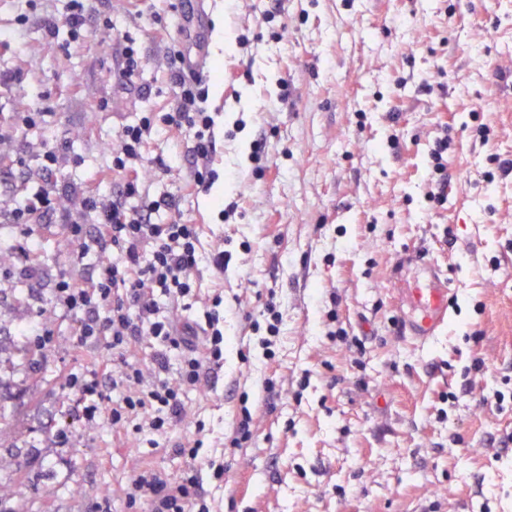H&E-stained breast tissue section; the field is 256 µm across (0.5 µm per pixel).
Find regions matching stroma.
Returning a JSON list of instances; mask_svg holds the SVG:
<instances>
[{"label": "stroma", "instance_id": "35a3bbf8", "mask_svg": "<svg viewBox=\"0 0 512 512\" xmlns=\"http://www.w3.org/2000/svg\"><path fill=\"white\" fill-rule=\"evenodd\" d=\"M125 6L98 4L141 42L143 74L129 86L109 76L111 38L93 34L66 53L45 38L40 20L60 17V0L33 11L27 0H0V32L18 47L0 65L22 75L20 86L0 89V206L17 192L11 160L61 140L84 163L58 178L82 182L122 124L171 106L167 51ZM267 7L210 6L205 72L224 73L208 101L220 123L212 166L236 174L238 208L221 219L220 181L181 208L203 225L205 249L220 243L232 255L223 280L231 313L224 368L190 392L175 434H193L200 420L206 446L221 447L248 393L256 436L224 453V512H512V445H500L512 435V401L486 402L496 390L512 394V172L488 159H512V0H287L270 23ZM28 102L48 114L14 135L11 114ZM481 123L495 134L486 147L471 136ZM445 135L441 208L424 194L429 150ZM257 140L265 149L255 163ZM34 234L40 269L29 291L0 302V502L15 512H88L106 499L112 512H148L122 494L140 462L138 439L86 430L60 402V371L108 353L79 352L50 303L57 272L84 271L76 244L61 224ZM413 247L459 290L448 325L425 344L394 323L396 263ZM271 288L283 332L269 368L249 349V323ZM36 309L57 336L30 365L16 329ZM335 325L362 350L330 341ZM268 375L280 390L271 405ZM63 427L72 441L59 448Z\"/></svg>", "mask_w": 512, "mask_h": 512}]
</instances>
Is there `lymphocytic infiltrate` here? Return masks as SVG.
<instances>
[{
    "label": "lymphocytic infiltrate",
    "mask_w": 512,
    "mask_h": 512,
    "mask_svg": "<svg viewBox=\"0 0 512 512\" xmlns=\"http://www.w3.org/2000/svg\"><path fill=\"white\" fill-rule=\"evenodd\" d=\"M93 30L111 32L116 42L117 58L109 71L113 81L133 84L143 69L141 47L129 34L117 32L95 0H64L61 19L43 23L47 38L63 34L71 43ZM170 59L172 108L138 113L124 125L95 178L67 194L42 181V174L82 165V157L67 155L62 143L46 145L34 165L17 161L28 186L8 215L21 237L10 248V276L20 281L35 271L33 225L43 219L66 224L78 244V258L95 256L87 275H56L51 289L52 306L73 320L76 348L92 351L104 345L113 352L112 359L87 371L62 373L73 411L86 429L118 437L144 433L148 447L163 446L186 459L177 479L140 465L124 489L127 506L144 503L149 512H216L204 481H223V456L205 451L203 425H196L195 438L173 436L187 415V393L224 366V294L217 288L201 296L204 230L180 208L182 200L208 189L216 178L215 120L204 107L208 92L184 51L172 49ZM163 128L185 134L190 162L175 192L155 195L149 173L170 170L163 155L149 152ZM198 303L204 306L201 318L182 320V313ZM263 314L264 322L250 327L260 335L263 357L271 361L283 321L275 290H268Z\"/></svg>",
    "instance_id": "obj_1"
}]
</instances>
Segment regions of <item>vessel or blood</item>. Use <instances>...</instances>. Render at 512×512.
Segmentation results:
<instances>
[{
	"label": "vessel or blood",
	"mask_w": 512,
	"mask_h": 512,
	"mask_svg": "<svg viewBox=\"0 0 512 512\" xmlns=\"http://www.w3.org/2000/svg\"><path fill=\"white\" fill-rule=\"evenodd\" d=\"M181 9L187 14L197 41L207 42L209 27L205 0H182ZM407 267L413 270L414 275L402 290L404 327L413 339L425 343L447 324L456 303L457 291L450 282L441 279L433 260L417 255Z\"/></svg>",
	"instance_id": "obj_1"
}]
</instances>
